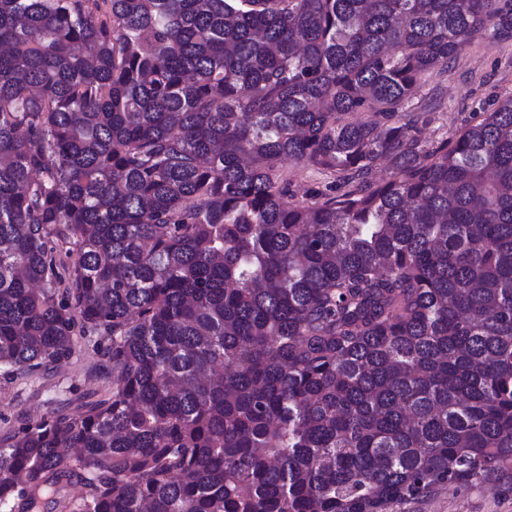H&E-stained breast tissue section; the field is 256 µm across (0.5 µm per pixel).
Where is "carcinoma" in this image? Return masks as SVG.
<instances>
[{"instance_id": "carcinoma-1", "label": "carcinoma", "mask_w": 512, "mask_h": 512, "mask_svg": "<svg viewBox=\"0 0 512 512\" xmlns=\"http://www.w3.org/2000/svg\"><path fill=\"white\" fill-rule=\"evenodd\" d=\"M478 35L512 0H0V368L78 332L112 366L0 437V512H385L512 473V96L429 149L403 112ZM288 179L291 181L290 190L297 195V198H301L310 190H324L325 185L330 181L326 176L312 168L301 169L289 166ZM300 187L302 190H300Z\"/></svg>"}]
</instances>
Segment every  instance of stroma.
I'll use <instances>...</instances> for the list:
<instances>
[{
	"instance_id": "obj_1",
	"label": "stroma",
	"mask_w": 512,
	"mask_h": 512,
	"mask_svg": "<svg viewBox=\"0 0 512 512\" xmlns=\"http://www.w3.org/2000/svg\"><path fill=\"white\" fill-rule=\"evenodd\" d=\"M512 95V39L479 36L449 64L444 77L428 79L408 103L428 115L424 144L451 137L498 98ZM107 337H76L71 356L31 374L0 368V435L61 413H73L106 395L100 373ZM386 512H512V477L459 489L442 490L422 500L396 502Z\"/></svg>"
}]
</instances>
